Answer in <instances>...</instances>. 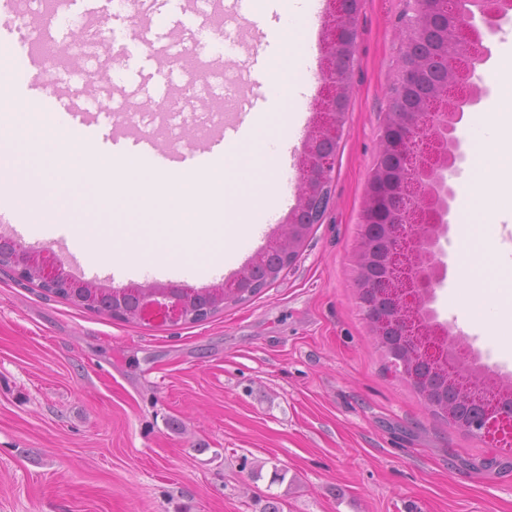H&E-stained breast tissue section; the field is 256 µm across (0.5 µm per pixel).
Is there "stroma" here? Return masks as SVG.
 Wrapping results in <instances>:
<instances>
[{
	"instance_id": "35a3bbf8",
	"label": "stroma",
	"mask_w": 512,
	"mask_h": 512,
	"mask_svg": "<svg viewBox=\"0 0 512 512\" xmlns=\"http://www.w3.org/2000/svg\"><path fill=\"white\" fill-rule=\"evenodd\" d=\"M99 45L70 44L79 72L47 64L43 82L112 109L141 106L99 68L122 63L113 0H98ZM408 0H360L347 119L333 193L294 268L248 300L194 324L128 323L78 307L0 270V512H512V447L435 412L387 367L357 298L355 259L369 181L405 44ZM305 131L285 152L281 200L238 262L242 271L296 203ZM453 203L441 245L448 273L433 303L490 376L512 351L448 301L469 254V215ZM81 217L107 246L113 214L86 183L62 185L30 213L26 246L51 249L47 212Z\"/></svg>"
}]
</instances>
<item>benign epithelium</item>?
<instances>
[{"label":"benign epithelium","mask_w":512,"mask_h":512,"mask_svg":"<svg viewBox=\"0 0 512 512\" xmlns=\"http://www.w3.org/2000/svg\"><path fill=\"white\" fill-rule=\"evenodd\" d=\"M358 10L359 0H328L322 35L324 80L298 161L297 203L278 236L237 277L209 287L203 302L198 291L187 286L132 284L123 291L138 297V308L128 311L121 305L113 317L162 325L205 321L212 309L252 294L256 284L250 275L267 254H280L282 272L296 265L329 208L336 138L346 123L341 104L348 99V82L338 75L355 53ZM511 14L512 0H491L475 17L461 14L457 0H413L412 15L404 19L406 30L423 42L432 33L439 39L424 54L401 62L397 71L362 214L356 286L372 334L391 351L392 366L407 382L439 411L447 410L448 398L461 390L464 406L449 418L473 435L512 441V392L494 396L473 386L458 388L463 382L458 371H469L470 378L478 372L471 354L452 342L451 328L437 324L429 309L448 269L440 247L449 231L453 201L448 175L465 159L457 125L488 94L486 89L470 93L463 87L464 77L491 55L478 26L493 35ZM438 61L448 66L445 88L406 104L408 89ZM0 247L8 250L9 269L18 278H34L53 293L101 289L70 277L42 252L20 242L4 240Z\"/></svg>","instance_id":"7a95c632"}]
</instances>
